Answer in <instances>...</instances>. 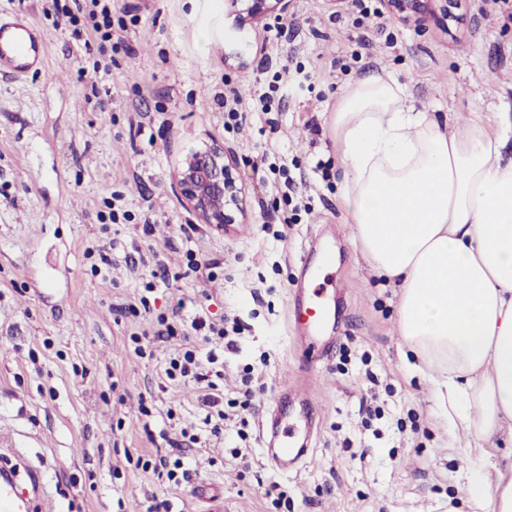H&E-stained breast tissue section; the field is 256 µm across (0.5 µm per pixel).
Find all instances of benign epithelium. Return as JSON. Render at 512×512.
<instances>
[{
    "label": "benign epithelium",
    "mask_w": 512,
    "mask_h": 512,
    "mask_svg": "<svg viewBox=\"0 0 512 512\" xmlns=\"http://www.w3.org/2000/svg\"><path fill=\"white\" fill-rule=\"evenodd\" d=\"M236 26L279 19L288 13L291 0H229ZM454 0H383L393 17L418 27L433 23L447 27L453 22ZM176 191L200 223L222 230L245 216L244 186L234 150L213 141L186 153L179 162Z\"/></svg>",
    "instance_id": "obj_1"
}]
</instances>
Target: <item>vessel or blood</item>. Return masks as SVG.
Segmentation results:
<instances>
[{
    "label": "vessel or blood",
    "mask_w": 512,
    "mask_h": 512,
    "mask_svg": "<svg viewBox=\"0 0 512 512\" xmlns=\"http://www.w3.org/2000/svg\"><path fill=\"white\" fill-rule=\"evenodd\" d=\"M47 62V42L29 16L11 15L0 18V74L26 76ZM332 319L329 300L322 290L304 289L294 300L292 321L312 349V361H320L333 339L327 329ZM298 409V420L306 435L296 438L294 426L288 423V412ZM319 426V415L305 392L283 388L271 410V419L260 430V444L275 467L282 473L297 472L299 464L313 450L311 436ZM29 499L19 494L10 482L0 483V512H32Z\"/></svg>",
    "instance_id": "vessel-or-blood-1"
}]
</instances>
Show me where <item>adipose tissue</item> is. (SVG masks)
Returning <instances> with one entry per match:
<instances>
[{"label":"adipose tissue","mask_w":512,"mask_h":512,"mask_svg":"<svg viewBox=\"0 0 512 512\" xmlns=\"http://www.w3.org/2000/svg\"><path fill=\"white\" fill-rule=\"evenodd\" d=\"M349 173L354 243L400 291L398 330L438 375L446 422L512 441V159L471 119L446 134L376 73L332 112ZM469 512H512V464L494 488L475 474Z\"/></svg>","instance_id":"obj_1"}]
</instances>
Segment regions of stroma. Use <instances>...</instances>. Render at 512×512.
<instances>
[{
    "instance_id": "obj_1",
    "label": "stroma",
    "mask_w": 512,
    "mask_h": 512,
    "mask_svg": "<svg viewBox=\"0 0 512 512\" xmlns=\"http://www.w3.org/2000/svg\"><path fill=\"white\" fill-rule=\"evenodd\" d=\"M114 5L124 26L99 80L98 45L77 40L46 0H0V16L31 15L48 44L43 70L0 76V464L16 467L26 492L27 467L41 471L44 512H147L153 493L171 512H209L197 495L206 485L226 512H459L478 462L492 480L512 451L497 438L450 437L435 374L398 332L399 291L353 242L330 116L346 87L386 71L448 133L474 114L497 128L512 113V18L497 0H461L464 25L422 30L358 0L336 10L292 0L283 20L240 31L228 0ZM231 88L246 123L224 112ZM214 139L241 162L247 215L230 234L201 224L175 191L179 159ZM287 174L291 201L276 190ZM313 240L335 251L331 270L317 273ZM99 246L111 267L99 268ZM190 248L217 260L211 279L190 269ZM161 265L166 282L147 289ZM310 271L315 287L336 289V344L306 372L290 304ZM142 299L148 310L116 315ZM200 307L243 323L224 354V397L237 398L247 367L254 394L189 452L192 478L173 488L124 452L172 461L182 430L200 428L193 390L162 374L186 342H145L138 359L130 335ZM287 384L322 414L314 453L291 476L259 445Z\"/></svg>"
}]
</instances>
